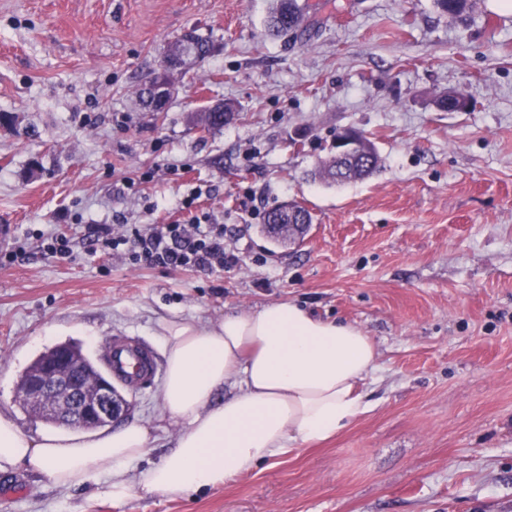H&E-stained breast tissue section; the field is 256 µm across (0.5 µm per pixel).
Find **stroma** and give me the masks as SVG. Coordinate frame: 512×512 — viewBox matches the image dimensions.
<instances>
[{
    "label": "stroma",
    "instance_id": "1",
    "mask_svg": "<svg viewBox=\"0 0 512 512\" xmlns=\"http://www.w3.org/2000/svg\"><path fill=\"white\" fill-rule=\"evenodd\" d=\"M293 39L269 36L268 0H0V413L48 424L16 398L21 373L64 342L99 359L104 336L163 357L159 324H211L294 301L376 345L370 404L336 438L235 482L112 502L105 483L0 475V512H512V0H306ZM213 53L186 62L164 112L140 90L185 31ZM457 91L466 112H442ZM231 104L200 133L191 112ZM375 144L376 172L308 176L336 130ZM195 196L191 209L178 202ZM298 202L313 222L288 247L262 234ZM224 225L238 262L213 274L137 267L92 250L95 224ZM67 239L65 258L44 255ZM162 378L126 392L149 427L142 466L181 426Z\"/></svg>",
    "mask_w": 512,
    "mask_h": 512
}]
</instances>
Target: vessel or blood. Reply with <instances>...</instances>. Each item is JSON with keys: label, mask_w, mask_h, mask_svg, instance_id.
<instances>
[{"label": "vessel or blood", "mask_w": 512, "mask_h": 512, "mask_svg": "<svg viewBox=\"0 0 512 512\" xmlns=\"http://www.w3.org/2000/svg\"><path fill=\"white\" fill-rule=\"evenodd\" d=\"M102 361L113 380L137 391L157 373L158 364L151 352L126 336H107Z\"/></svg>", "instance_id": "b4317fda"}]
</instances>
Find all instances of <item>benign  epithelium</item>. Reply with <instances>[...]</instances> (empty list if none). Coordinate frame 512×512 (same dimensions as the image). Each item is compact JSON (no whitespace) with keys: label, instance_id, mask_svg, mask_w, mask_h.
<instances>
[{"label":"benign epithelium","instance_id":"7a95c632","mask_svg":"<svg viewBox=\"0 0 512 512\" xmlns=\"http://www.w3.org/2000/svg\"><path fill=\"white\" fill-rule=\"evenodd\" d=\"M145 87L154 99L167 102L173 86L148 78ZM358 132L345 128L333 142L336 156L346 157L358 147ZM72 350L58 344L50 348L44 359L43 369L35 373L31 383L20 390L18 397L37 401L44 406V413L61 423L81 429H95L120 421L128 412L126 401L111 383L91 385L73 364Z\"/></svg>","mask_w":512,"mask_h":512}]
</instances>
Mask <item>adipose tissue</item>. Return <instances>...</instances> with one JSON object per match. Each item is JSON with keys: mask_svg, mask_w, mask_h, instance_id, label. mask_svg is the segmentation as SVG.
I'll use <instances>...</instances> for the list:
<instances>
[{"mask_svg": "<svg viewBox=\"0 0 512 512\" xmlns=\"http://www.w3.org/2000/svg\"><path fill=\"white\" fill-rule=\"evenodd\" d=\"M166 372L162 416L181 423L174 449L143 470L150 446L137 422L100 434L23 432L0 416V473L25 470L71 489L107 484L112 501L167 498L228 485L257 465L341 433L369 404L360 384L378 353L355 326L293 302L228 313L214 327L161 324ZM231 396L216 401L224 387Z\"/></svg>", "mask_w": 512, "mask_h": 512, "instance_id": "1", "label": "adipose tissue"}]
</instances>
